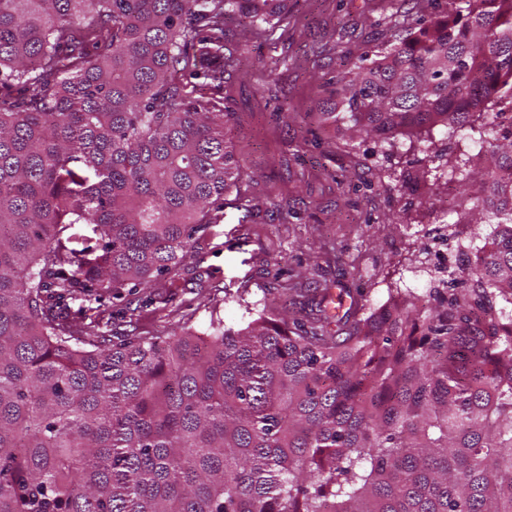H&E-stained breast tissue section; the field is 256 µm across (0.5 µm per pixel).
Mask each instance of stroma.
I'll return each mask as SVG.
<instances>
[{"mask_svg": "<svg viewBox=\"0 0 512 512\" xmlns=\"http://www.w3.org/2000/svg\"><path fill=\"white\" fill-rule=\"evenodd\" d=\"M288 9L275 43L256 38L247 19L225 21L223 54L210 67L230 96L224 132L242 179L174 278L106 302L110 321L98 333L107 340L136 331L164 341L187 327L203 334L215 311L240 328L248 308L279 310L316 288L356 289L373 307L399 289L421 295L438 276L419 249L436 220L449 222L455 266L492 232L493 222L472 223L459 205L460 192L481 195L479 179L455 163L477 153L465 132L427 136L450 158L448 185L435 190L422 176L425 136L400 135L389 151L349 143L322 114L340 56L381 48L391 20L430 13L431 0H289ZM228 55L235 70L223 68ZM258 57L279 59L276 81L263 83ZM392 214L400 223H388Z\"/></svg>", "mask_w": 512, "mask_h": 512, "instance_id": "1", "label": "stroma"}]
</instances>
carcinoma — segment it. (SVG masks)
<instances>
[{"label":"carcinoma","instance_id":"cac0c4a2","mask_svg":"<svg viewBox=\"0 0 512 512\" xmlns=\"http://www.w3.org/2000/svg\"><path fill=\"white\" fill-rule=\"evenodd\" d=\"M235 16L270 39L288 0H0V512H512V111L486 113L512 100V0L403 16L328 113L381 147L478 134L472 221L497 222L472 287L326 288L98 350L56 318L177 271L236 185L221 84L195 82Z\"/></svg>","mask_w":512,"mask_h":512}]
</instances>
